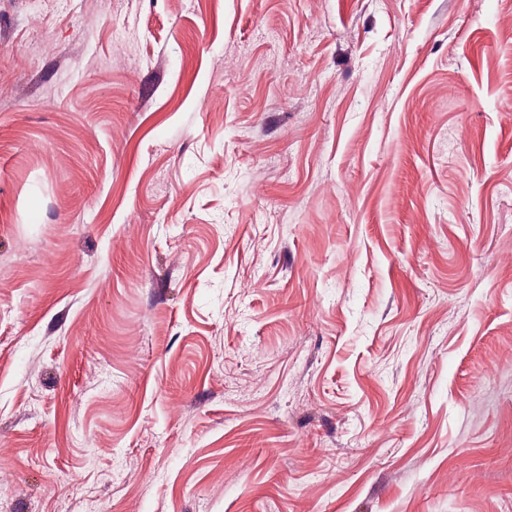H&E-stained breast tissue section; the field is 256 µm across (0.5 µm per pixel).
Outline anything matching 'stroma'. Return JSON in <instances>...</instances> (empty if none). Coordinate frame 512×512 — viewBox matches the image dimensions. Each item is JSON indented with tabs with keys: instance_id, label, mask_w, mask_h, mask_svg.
I'll use <instances>...</instances> for the list:
<instances>
[{
	"instance_id": "stroma-1",
	"label": "stroma",
	"mask_w": 512,
	"mask_h": 512,
	"mask_svg": "<svg viewBox=\"0 0 512 512\" xmlns=\"http://www.w3.org/2000/svg\"><path fill=\"white\" fill-rule=\"evenodd\" d=\"M0 512H512L505 0H0Z\"/></svg>"
}]
</instances>
